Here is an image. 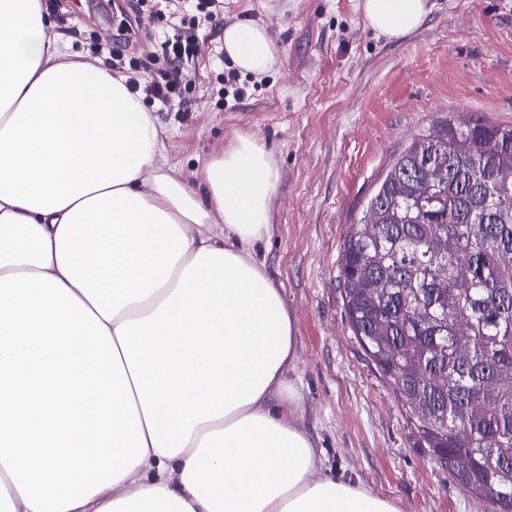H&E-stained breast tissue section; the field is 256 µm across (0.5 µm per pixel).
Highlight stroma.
Returning <instances> with one entry per match:
<instances>
[{
	"label": "stroma",
	"mask_w": 512,
	"mask_h": 512,
	"mask_svg": "<svg viewBox=\"0 0 512 512\" xmlns=\"http://www.w3.org/2000/svg\"><path fill=\"white\" fill-rule=\"evenodd\" d=\"M51 33L77 60L111 67L97 45L131 25L134 52L171 35L162 15L131 0H42ZM425 22L398 40L374 32L360 0H224L238 23L266 27L277 65L225 106L224 36L200 30L206 51L180 100L152 104L167 129L163 166L186 185L239 136L270 153L279 189L259 244L294 321L286 382L298 422L326 468L394 500L400 512H488L421 448L400 402L353 335L339 258L349 224L392 156L444 112L512 123V0H431Z\"/></svg>",
	"instance_id": "35a3bbf8"
}]
</instances>
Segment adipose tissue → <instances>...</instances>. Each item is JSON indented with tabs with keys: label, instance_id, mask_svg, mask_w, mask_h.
I'll return each mask as SVG.
<instances>
[{
	"label": "adipose tissue",
	"instance_id": "obj_1",
	"mask_svg": "<svg viewBox=\"0 0 512 512\" xmlns=\"http://www.w3.org/2000/svg\"><path fill=\"white\" fill-rule=\"evenodd\" d=\"M361 9L391 40L430 12ZM224 51L256 76L278 60L255 23ZM126 81L68 60L41 0H0V505L399 512L326 473L297 423L293 320L255 249L269 152L237 137L189 188Z\"/></svg>",
	"mask_w": 512,
	"mask_h": 512
}]
</instances>
